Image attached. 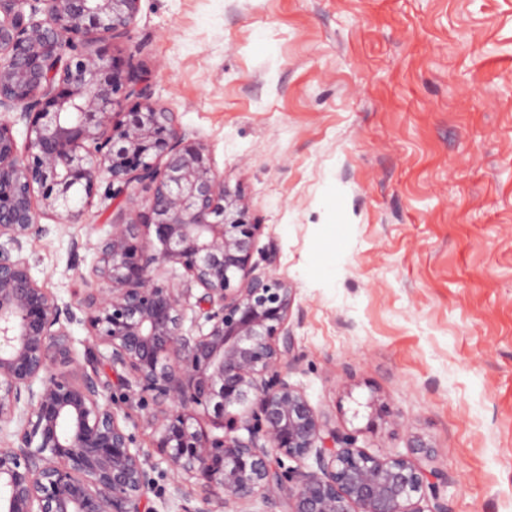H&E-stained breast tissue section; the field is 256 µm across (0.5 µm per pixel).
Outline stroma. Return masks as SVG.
<instances>
[{
	"instance_id": "stroma-1",
	"label": "stroma",
	"mask_w": 512,
	"mask_h": 512,
	"mask_svg": "<svg viewBox=\"0 0 512 512\" xmlns=\"http://www.w3.org/2000/svg\"><path fill=\"white\" fill-rule=\"evenodd\" d=\"M114 55L209 152L261 224L252 261L295 291L288 370L316 413L376 455L415 437L448 477V512H512V0H141ZM118 212L96 195L26 255L65 303L95 287ZM94 352L154 480L151 401ZM387 423L369 428L378 406Z\"/></svg>"
}]
</instances>
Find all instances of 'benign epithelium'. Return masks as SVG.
<instances>
[{
    "mask_svg": "<svg viewBox=\"0 0 512 512\" xmlns=\"http://www.w3.org/2000/svg\"><path fill=\"white\" fill-rule=\"evenodd\" d=\"M140 3L0 0V512H151L126 416L96 361L75 357L71 306L25 255L46 232L40 217L76 222L103 172L121 207L96 245L105 287L77 294V306L126 372L122 385L153 401V447L168 469L201 481L192 512L276 494L283 512H423L429 500L448 512L425 439L412 456L369 454L289 382L294 292L273 270L252 273L261 225L151 101L147 77L110 53ZM174 265L200 287L205 333L184 332L188 289L155 276Z\"/></svg>",
    "mask_w": 512,
    "mask_h": 512,
    "instance_id": "7a95c632",
    "label": "benign epithelium"
}]
</instances>
